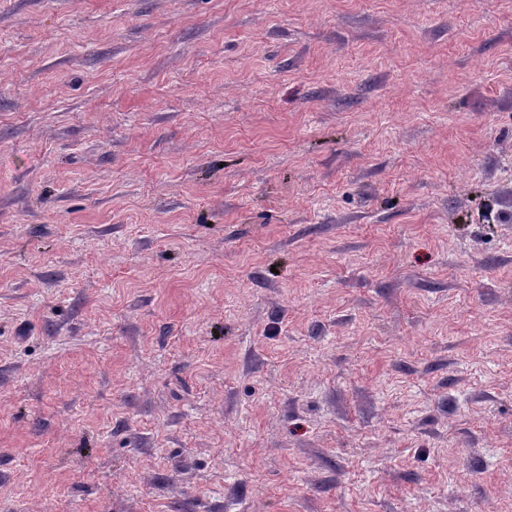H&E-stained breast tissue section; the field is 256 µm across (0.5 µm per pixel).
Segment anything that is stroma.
<instances>
[{
	"instance_id": "1",
	"label": "stroma",
	"mask_w": 512,
	"mask_h": 512,
	"mask_svg": "<svg viewBox=\"0 0 512 512\" xmlns=\"http://www.w3.org/2000/svg\"><path fill=\"white\" fill-rule=\"evenodd\" d=\"M0 512H512V0H0Z\"/></svg>"
}]
</instances>
